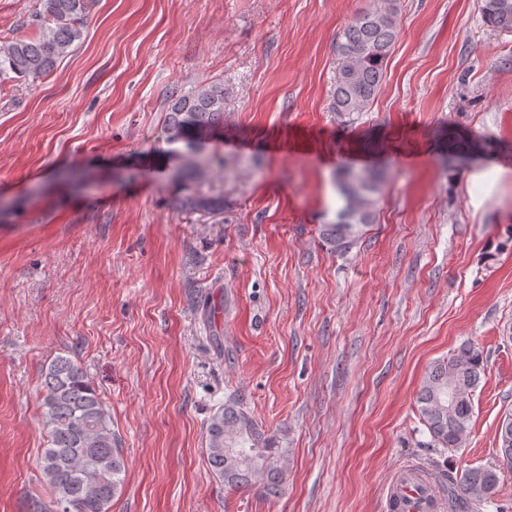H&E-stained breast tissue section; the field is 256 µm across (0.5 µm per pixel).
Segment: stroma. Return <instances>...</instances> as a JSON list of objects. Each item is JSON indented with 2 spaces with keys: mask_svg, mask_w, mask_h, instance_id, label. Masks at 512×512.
Masks as SVG:
<instances>
[{
  "mask_svg": "<svg viewBox=\"0 0 512 512\" xmlns=\"http://www.w3.org/2000/svg\"><path fill=\"white\" fill-rule=\"evenodd\" d=\"M366 0H92L44 78L0 76V512L49 503L39 386L77 358L126 460L112 512H385L413 462L495 465L512 414V33L480 0H398L379 92L331 110L335 41ZM38 0H0V45L34 38ZM224 86L190 185L164 141L173 95ZM342 166L381 175L345 255L320 229ZM75 171L83 180H65ZM222 201L180 209L185 191ZM215 304L214 316L202 302ZM483 351L467 441L435 448L428 367ZM276 434V495L230 490L205 426L228 399Z\"/></svg>",
  "mask_w": 512,
  "mask_h": 512,
  "instance_id": "obj_1",
  "label": "stroma"
}]
</instances>
